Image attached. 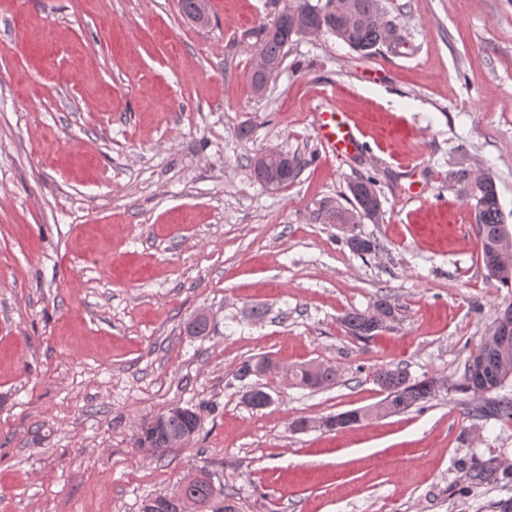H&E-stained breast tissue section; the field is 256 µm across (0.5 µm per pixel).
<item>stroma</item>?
Here are the masks:
<instances>
[{
    "instance_id": "obj_1",
    "label": "stroma",
    "mask_w": 512,
    "mask_h": 512,
    "mask_svg": "<svg viewBox=\"0 0 512 512\" xmlns=\"http://www.w3.org/2000/svg\"><path fill=\"white\" fill-rule=\"evenodd\" d=\"M287 0H0V512H140L206 470L237 512H498L512 479L456 492L464 469L512 464V420L465 394L326 432L295 421L366 409L378 370L458 382L507 289L480 258L475 209L450 180L495 176L512 227V0H383L404 41L360 55L294 39L262 93L250 31ZM362 142L326 155L318 107ZM268 149L306 164L250 178ZM373 176L380 241L360 257L315 203ZM387 299L362 340L341 318ZM210 316L203 335L188 324ZM272 358L266 409L243 362ZM335 365L334 385L280 371ZM204 405L198 439L163 457L144 422Z\"/></svg>"
}]
</instances>
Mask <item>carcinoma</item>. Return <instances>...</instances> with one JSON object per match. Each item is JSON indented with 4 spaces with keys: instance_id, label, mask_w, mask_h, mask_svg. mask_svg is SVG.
<instances>
[{
    "instance_id": "carcinoma-1",
    "label": "carcinoma",
    "mask_w": 512,
    "mask_h": 512,
    "mask_svg": "<svg viewBox=\"0 0 512 512\" xmlns=\"http://www.w3.org/2000/svg\"><path fill=\"white\" fill-rule=\"evenodd\" d=\"M321 31L336 37L352 50L368 55L385 44L395 28L386 19L380 0H288L285 7L272 20L261 23L250 32L255 38V54L265 57L269 64L282 63L285 48L292 39L305 31ZM304 160L297 156L285 157L279 166L278 185L293 179ZM452 179L459 191L475 202L477 232L481 241L482 262L489 276L501 288L509 289L499 307L493 326L470 352L460 382L455 391L482 398L496 391L512 377V231L504 224L496 183L492 175L479 170L463 168L453 173ZM376 180L362 177L349 186L351 197L347 204L339 199H323L315 204L312 221L316 224L348 225L351 233L346 237L350 249L364 257L381 250L379 241L356 232V225L364 218L376 219L381 210ZM346 333L357 339H367L381 327L376 325L370 312H349L342 318ZM337 378L336 366L305 363L288 368V382L298 387L320 389L333 384ZM379 385L386 388V396L375 406L389 415L405 412L415 406L423 407L444 390L433 377L415 379L406 370L386 368L376 373ZM477 417L512 419V398L504 395L472 407ZM163 422L162 440L151 447L152 454L162 457L168 451L169 438L188 436L193 441L202 423L200 413H183L174 409L159 414ZM368 419L363 409L347 410L327 417L325 431L333 432L354 427ZM501 464L489 459L466 472L467 485L460 495L467 496L474 489L496 478ZM224 494V488L215 486L208 475L184 477L177 489L165 495V512H196Z\"/></svg>"
}]
</instances>
